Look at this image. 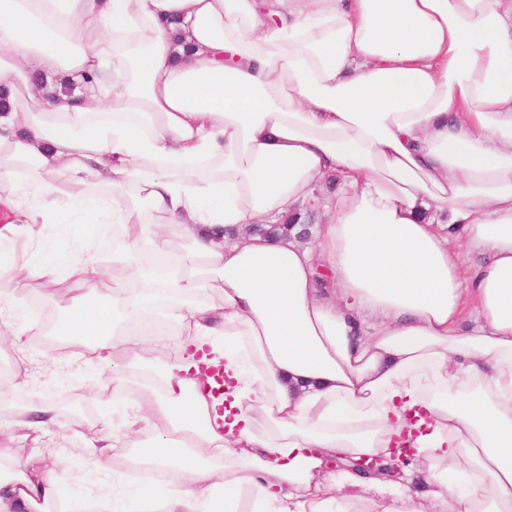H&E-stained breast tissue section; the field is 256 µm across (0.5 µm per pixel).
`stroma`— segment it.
Instances as JSON below:
<instances>
[{
	"instance_id": "obj_1",
	"label": "stroma",
	"mask_w": 512,
	"mask_h": 512,
	"mask_svg": "<svg viewBox=\"0 0 512 512\" xmlns=\"http://www.w3.org/2000/svg\"><path fill=\"white\" fill-rule=\"evenodd\" d=\"M95 256L104 287L127 286L129 277L112 260V246L87 238L83 225L67 210H59L51 224H23L0 238V267L26 271L27 289L10 291V316L0 317V359L20 364L22 372L0 376V467L14 466L19 449H26L30 467L78 464L93 435L83 433L73 409L59 405L61 393L82 390L96 426H117L133 407L140 393L120 400L112 383L111 365L99 362L89 351L60 352L35 340L29 324L34 305L54 308L58 320L86 299L89 288L72 276L73 266ZM46 398L55 404L51 422L40 431L20 425L29 403ZM105 466L87 471L77 483L61 487V496L86 494L111 488L113 475L123 473L124 454L109 449Z\"/></svg>"
}]
</instances>
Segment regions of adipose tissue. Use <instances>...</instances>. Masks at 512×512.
<instances>
[{"label": "adipose tissue", "mask_w": 512, "mask_h": 512, "mask_svg": "<svg viewBox=\"0 0 512 512\" xmlns=\"http://www.w3.org/2000/svg\"><path fill=\"white\" fill-rule=\"evenodd\" d=\"M78 79L42 96L33 73ZM0 186L50 223L70 206L138 287L71 319L116 390L147 389L112 435L163 466L126 472L153 512H512V0H0ZM337 178L316 248L254 232ZM481 262L465 265L464 254ZM219 306H211L210 290ZM477 322L463 328L467 310ZM161 315L167 336L127 333ZM419 409L429 488L345 471ZM472 479L456 491L450 472ZM222 485H214V474ZM72 469H0V512L50 505Z\"/></svg>", "instance_id": "ef3b65f1"}]
</instances>
